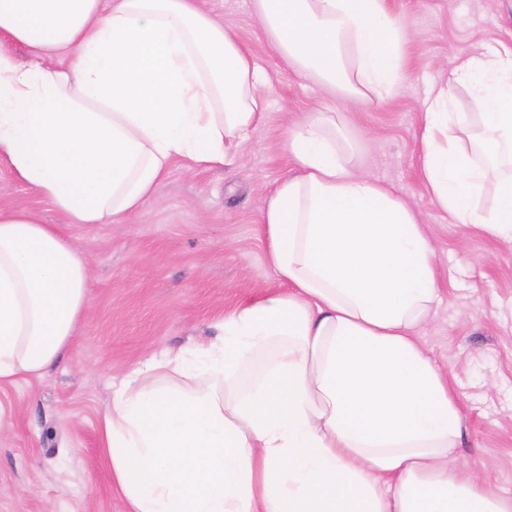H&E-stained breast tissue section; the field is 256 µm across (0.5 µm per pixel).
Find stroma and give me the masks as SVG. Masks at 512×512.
Listing matches in <instances>:
<instances>
[{
    "mask_svg": "<svg viewBox=\"0 0 512 512\" xmlns=\"http://www.w3.org/2000/svg\"><path fill=\"white\" fill-rule=\"evenodd\" d=\"M409 32L402 78L384 103L346 101L296 75L271 49L250 0H199L266 67L264 121L233 164L175 159L157 194L123 224H70L0 165V208L58 225L89 257L88 312L59 367L0 384V512H125L101 450L113 377L152 353L190 345L240 302L278 289L261 214L292 169L289 125L332 112L359 173L394 184L435 249L441 301L416 331L460 396L467 432L452 465L512 496V239L457 224L417 166L427 85L457 54L512 46V0H386Z\"/></svg>",
    "mask_w": 512,
    "mask_h": 512,
    "instance_id": "stroma-1",
    "label": "stroma"
}]
</instances>
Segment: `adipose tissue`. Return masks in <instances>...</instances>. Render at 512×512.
<instances>
[{
    "instance_id": "adipose-tissue-1",
    "label": "adipose tissue",
    "mask_w": 512,
    "mask_h": 512,
    "mask_svg": "<svg viewBox=\"0 0 512 512\" xmlns=\"http://www.w3.org/2000/svg\"><path fill=\"white\" fill-rule=\"evenodd\" d=\"M384 2L252 0L293 71L377 103L407 39ZM458 85L480 100L476 117L452 112ZM269 86L196 0H0V162L72 224L123 223L174 158L231 164ZM420 142L438 206L512 238L511 47L451 59L426 92ZM286 146L294 171L263 212L281 289L112 383L100 435L126 512H512L448 465L466 425L414 337L440 300L422 221L393 185L353 171L335 113L290 126ZM89 280L57 225L0 208V383L59 364Z\"/></svg>"
}]
</instances>
